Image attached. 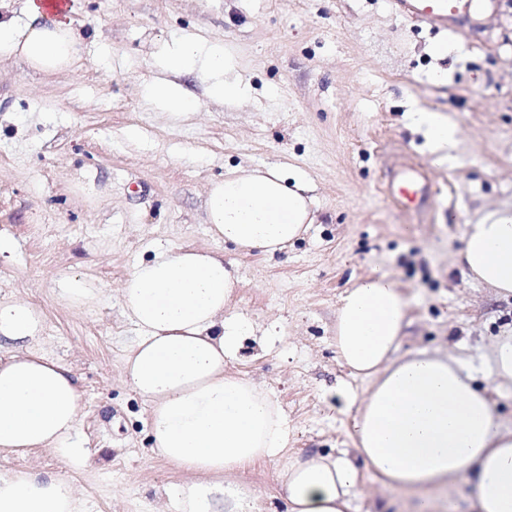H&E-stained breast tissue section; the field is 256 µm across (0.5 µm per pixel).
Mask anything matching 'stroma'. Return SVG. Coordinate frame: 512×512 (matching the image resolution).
<instances>
[{"label": "stroma", "instance_id": "35a3bbf8", "mask_svg": "<svg viewBox=\"0 0 512 512\" xmlns=\"http://www.w3.org/2000/svg\"><path fill=\"white\" fill-rule=\"evenodd\" d=\"M73 25L88 43L79 70L47 78L0 62V298L42 311L39 347L80 380L78 442L96 464L35 450L1 454L0 471L64 468L90 512H160L179 475L153 454L149 404L123 380L137 330L118 294L157 242L223 252L239 277L233 311L256 332L276 328L266 344L245 340L228 368L277 401L287 456L353 449V413L337 411L335 388L361 395L367 383L338 360L333 329L340 296L373 273L410 298L397 356L452 354L512 423V387L488 363L494 338L512 332V297L455 261L464 225L512 207V0H473L440 29L389 0H82ZM183 34L231 50L249 97L212 102L195 71L178 81L196 112L176 120L149 106L160 49ZM417 109L456 126L454 152L434 151L411 123ZM273 162L313 182L307 234L272 257L212 239L208 184ZM409 175L427 188L424 207L390 195ZM72 276L100 301H63L59 282ZM282 467L237 474L257 512H288ZM414 501L367 472L349 512H412Z\"/></svg>", "mask_w": 512, "mask_h": 512}]
</instances>
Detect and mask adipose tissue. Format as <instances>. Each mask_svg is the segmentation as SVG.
<instances>
[{
    "label": "adipose tissue",
    "instance_id": "ef3b65f1",
    "mask_svg": "<svg viewBox=\"0 0 512 512\" xmlns=\"http://www.w3.org/2000/svg\"><path fill=\"white\" fill-rule=\"evenodd\" d=\"M72 0H25L0 10V60L19 59L44 74L73 69L85 38L71 20ZM163 78L145 88L149 105L180 117L197 101L176 78L207 75L209 96L238 101L249 86L231 52L190 36L166 43ZM310 180L282 165L225 172L207 190L211 236L236 250L274 255L312 223ZM457 260L475 281L512 294V209L465 225ZM238 285L221 252L155 245L120 289L138 338L124 364L125 382L150 404L152 449L186 472L165 487L173 512H254L253 492L234 481L247 464L273 459L288 445V423L252 379L226 373L254 332L230 309ZM409 301L385 274L346 289L334 345L343 364L367 379L364 395L346 385L338 402L355 408L349 434L356 456L293 457L280 480L288 512H347L361 470L392 489L427 492L423 512H438L435 492L474 472L473 512H512V428L495 414L472 374L449 357L396 358ZM42 313L20 299H0V454L51 448L71 463L81 391L73 369L41 353ZM0 512H87L66 472L0 471Z\"/></svg>",
    "mask_w": 512,
    "mask_h": 512
}]
</instances>
